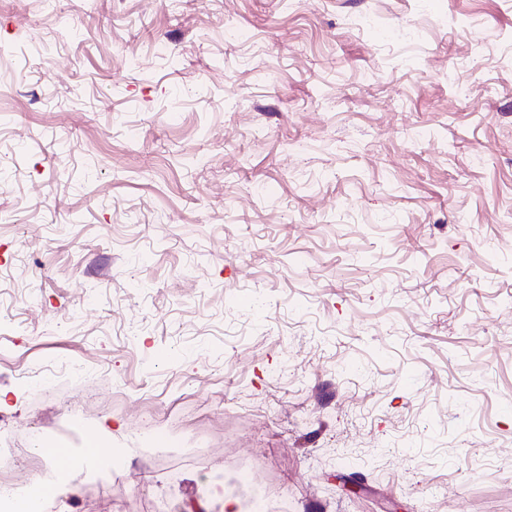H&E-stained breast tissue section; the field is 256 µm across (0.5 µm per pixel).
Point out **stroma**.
<instances>
[{
    "label": "stroma",
    "mask_w": 512,
    "mask_h": 512,
    "mask_svg": "<svg viewBox=\"0 0 512 512\" xmlns=\"http://www.w3.org/2000/svg\"><path fill=\"white\" fill-rule=\"evenodd\" d=\"M0 391L115 512H512V0H0ZM40 375L18 380L29 367Z\"/></svg>",
    "instance_id": "stroma-1"
}]
</instances>
